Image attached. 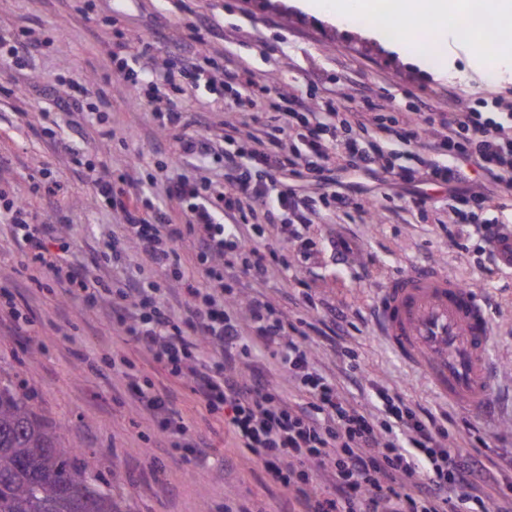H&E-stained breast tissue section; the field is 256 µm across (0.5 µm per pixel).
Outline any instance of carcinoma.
I'll return each instance as SVG.
<instances>
[{
	"label": "carcinoma",
	"instance_id": "cac0c4a2",
	"mask_svg": "<svg viewBox=\"0 0 512 512\" xmlns=\"http://www.w3.org/2000/svg\"><path fill=\"white\" fill-rule=\"evenodd\" d=\"M0 512H121L105 481L0 377Z\"/></svg>",
	"mask_w": 512,
	"mask_h": 512
}]
</instances>
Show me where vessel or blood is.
I'll return each instance as SVG.
<instances>
[{
	"label": "vessel or blood",
	"mask_w": 512,
	"mask_h": 512,
	"mask_svg": "<svg viewBox=\"0 0 512 512\" xmlns=\"http://www.w3.org/2000/svg\"><path fill=\"white\" fill-rule=\"evenodd\" d=\"M375 329L389 349L459 409H487L494 385L492 317L485 298L447 271L390 276L376 297Z\"/></svg>",
	"instance_id": "1"
}]
</instances>
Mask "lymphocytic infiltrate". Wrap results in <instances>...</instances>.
Masks as SVG:
<instances>
[{"instance_id":"obj_1","label":"lymphocytic infiltrate","mask_w":512,"mask_h":512,"mask_svg":"<svg viewBox=\"0 0 512 512\" xmlns=\"http://www.w3.org/2000/svg\"><path fill=\"white\" fill-rule=\"evenodd\" d=\"M283 127L296 144L274 139L272 147H241L254 163L286 168L301 177L322 179L337 148H344L348 166L368 168L383 159L385 145L419 144L418 168H403L401 180L425 175L446 185L457 221L446 228L452 243H460L466 228H474L483 256L493 258L496 243L512 235L511 224L477 221L493 196L472 189L455 165L462 159L505 190H512V135L498 118L472 108L457 112L413 110L404 126L385 123L376 112H354L340 125L322 122L301 105L281 109ZM155 117L159 130L178 144V157L202 149L198 136L186 133L180 105L167 99ZM347 129L343 146H336L338 129ZM94 197L108 201L121 217L127 247L147 262L176 268L174 244L195 235L207 262V288L188 283L189 314L175 323L143 288L118 291L113 303L116 333L132 342L177 377L190 379L199 401L224 419V433L236 447L262 463L266 481L284 494L279 512H512V493L477 457L456 451L450 440L448 412L435 413L409 403L380 384L372 385L369 407L352 401L335 377L314 368L305 338L314 323L294 320L274 303L251 299L238 313L236 295L227 273L238 271L254 281L265 280L272 268L261 250L267 222L253 206L263 194L250 168L232 165L222 190L201 194L197 182L177 177L169 197L187 201L185 221L171 223L163 214L147 219L133 205L115 197L110 181H91ZM276 208L287 213V248L302 260L317 251L307 236L309 213L318 204L344 208L350 201L331 191L319 197L294 190L276 195ZM237 212V224L216 221L217 206ZM10 222L38 273L73 287L76 296L96 302L97 282L81 277L59 256L46 249L53 227L31 226L24 203L9 205ZM218 355L208 362L198 355L200 342ZM297 393L285 400L281 383ZM133 396L150 419L166 433L171 448L205 456L203 441L194 438L169 395L153 386L131 382ZM326 485L317 487L313 471Z\"/></svg>"}]
</instances>
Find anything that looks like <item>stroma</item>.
<instances>
[{"label":"stroma","instance_id":"stroma-1","mask_svg":"<svg viewBox=\"0 0 512 512\" xmlns=\"http://www.w3.org/2000/svg\"><path fill=\"white\" fill-rule=\"evenodd\" d=\"M27 29L34 44L23 69L0 64V81L16 84L23 100L0 99V211L18 199L29 203L37 224L57 227L47 246L66 254L80 273L99 276L111 291L138 283L158 289L177 318L187 314L185 290L171 271L144 263L133 251L113 259L111 245L123 229L117 213L91 193L92 176L115 188H137L149 208L168 204V178L185 174L220 187L225 153L235 140L274 125L275 104L295 98L309 106L331 100L343 112L373 110L404 119L411 108L454 112L495 102L512 113V66L477 53L461 35L448 38L446 55L397 46L376 19L354 21L298 8L294 0H0V30ZM152 42L136 65L141 81L119 78L115 57L126 56L125 39ZM207 57L238 69L240 91H212L206 82L183 84L176 98L188 132L207 140L205 154L172 166L175 144L163 136L146 98L145 77H159L162 63ZM496 70L488 81L487 70ZM95 80L108 107L83 100L81 108H56L61 84ZM52 107L50 117L41 110ZM350 207H322L311 214L308 234L321 251L299 263L283 247L284 230H272L266 252L285 262L265 283L241 281L238 302L265 298L289 315L290 272H298L321 302L320 316L340 304L359 313L357 332L342 343L361 365L348 375L325 337L308 341L316 367L334 375L358 403L380 383L413 404L442 409L418 372L400 361L376 335L372 300L393 273L414 266L445 268L482 293L493 317L492 342L499 375L494 415L454 410L482 428L487 445L478 452L486 466L512 453V270L449 242L440 223L455 214L446 188L420 179L406 183L383 164L370 171L338 173ZM52 187L51 197L31 192ZM426 195V209L416 207ZM354 238L369 258L368 275L336 263L328 242L336 234ZM14 296L28 323L0 315V373L15 376L20 394L71 447L101 474L123 512H221L225 498L276 512L281 491L269 485L259 461L234 448L224 429L201 407L191 380L178 378L112 330L109 294L96 303L65 294L46 277L30 281L25 249L10 225L0 223V291ZM171 391L192 433L210 444L201 463L169 446L126 391L125 373Z\"/></svg>","mask_w":512,"mask_h":512}]
</instances>
